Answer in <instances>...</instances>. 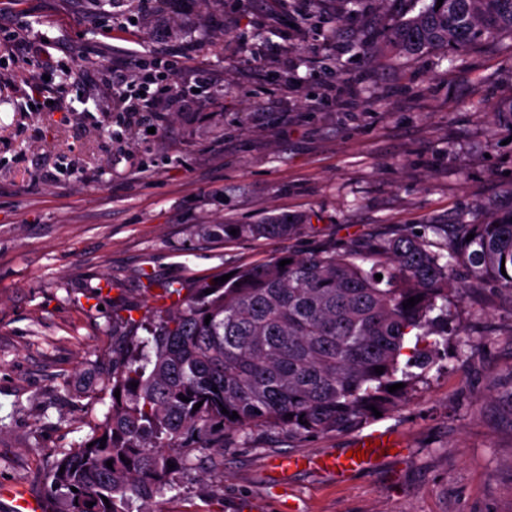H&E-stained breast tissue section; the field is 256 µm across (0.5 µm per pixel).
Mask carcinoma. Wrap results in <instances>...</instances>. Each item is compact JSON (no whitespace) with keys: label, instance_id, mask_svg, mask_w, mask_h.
<instances>
[{"label":"carcinoma","instance_id":"1","mask_svg":"<svg viewBox=\"0 0 512 512\" xmlns=\"http://www.w3.org/2000/svg\"><path fill=\"white\" fill-rule=\"evenodd\" d=\"M503 34L512 36V0H443L440 7L430 0L390 26L387 42L408 56L463 55ZM216 228L226 239L287 238L299 224L285 215ZM429 231L446 236L447 253L427 248ZM457 266L512 296V210L487 221L426 224L351 250L328 246L247 265L223 284L199 282L172 310L124 318V352L107 382L120 398L88 439L92 447L80 446L49 472L64 512H152L154 498L179 489L191 470L219 469L226 428L343 432L361 426L369 406L395 405L399 392L387 387L411 386L414 369L434 364L437 337L448 335ZM411 297L421 301L404 308ZM413 331L415 346L403 360ZM233 413L238 417L229 418Z\"/></svg>","mask_w":512,"mask_h":512}]
</instances>
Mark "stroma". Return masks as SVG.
Wrapping results in <instances>:
<instances>
[{"mask_svg":"<svg viewBox=\"0 0 512 512\" xmlns=\"http://www.w3.org/2000/svg\"><path fill=\"white\" fill-rule=\"evenodd\" d=\"M409 7L164 0L143 13L137 0H0V16L30 37L70 47L0 61V484L59 512L47 474L104 421L120 319L170 306L164 284L512 209V126L498 113L512 100V38L441 61L377 53ZM116 16L132 27L113 26ZM266 16L277 34L264 57L226 49L259 41ZM317 34L336 40V59L310 62ZM188 35L202 45L181 77L207 70L215 101L163 113L156 136L113 143L123 115L105 64L121 66L130 48L161 74ZM71 68L88 80L65 79ZM42 77L62 111L15 110ZM84 100L96 116L79 111ZM274 215L298 218V231L233 241L207 231ZM455 276L460 332L398 407L341 433L227 430L219 471L192 472L155 512H282L288 500L297 512H512V297L465 268ZM373 432L394 449L349 476L272 466L340 456Z\"/></svg>","mask_w":512,"mask_h":512,"instance_id":"35a3bbf8","label":"stroma"}]
</instances>
